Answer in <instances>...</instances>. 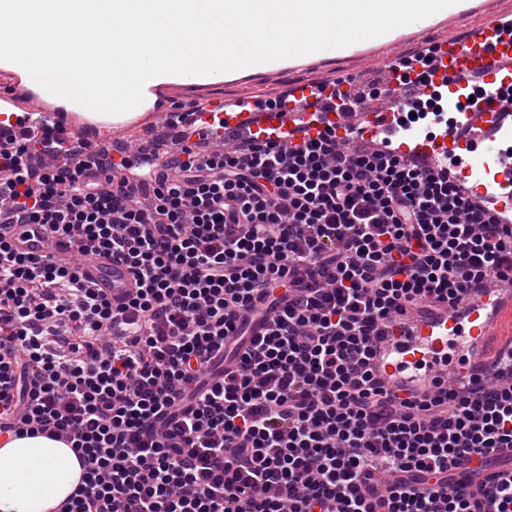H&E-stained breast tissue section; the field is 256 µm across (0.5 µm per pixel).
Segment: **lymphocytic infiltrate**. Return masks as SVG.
I'll return each instance as SVG.
<instances>
[{
    "label": "lymphocytic infiltrate",
    "mask_w": 512,
    "mask_h": 512,
    "mask_svg": "<svg viewBox=\"0 0 512 512\" xmlns=\"http://www.w3.org/2000/svg\"><path fill=\"white\" fill-rule=\"evenodd\" d=\"M434 55L400 82L424 88L404 112L440 124ZM111 152L44 128L0 151V421L21 411L16 436L77 455L54 512H512V345L468 391L377 365L396 319L512 281L493 208L332 129ZM16 224L43 227L44 254L13 247ZM89 248L132 270L125 301L82 278ZM259 301L266 329L240 343ZM226 349L237 367L214 379Z\"/></svg>",
    "instance_id": "1"
}]
</instances>
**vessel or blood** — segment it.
Listing matches in <instances>:
<instances>
[{"label": "vessel or blood", "mask_w": 512, "mask_h": 512, "mask_svg": "<svg viewBox=\"0 0 512 512\" xmlns=\"http://www.w3.org/2000/svg\"><path fill=\"white\" fill-rule=\"evenodd\" d=\"M479 16L473 26H464L468 15ZM462 26L460 36L443 42L434 61L435 81H447L448 100L456 102L467 85L482 88V95L467 108V121L453 131L447 141L430 142L413 129L401 128L396 115L401 105L397 61L384 67L376 97L366 100L351 112H332L328 106L333 95L355 93L369 72L373 58L392 51L403 40L413 41L418 49L428 47L427 33L436 27ZM512 27V12L498 10L495 0H457L451 5L412 25L398 27L379 36L373 44L353 43L341 53L359 61L357 71L337 79L322 75V52L255 64L242 69L209 75L163 74L149 79L143 101L122 114H102L74 101L49 93L21 65L0 60V148L10 146L15 135L30 126L44 127L61 139L91 147L123 142L132 131L150 135L168 125L175 116L206 127L213 113L226 118L229 129L258 134L267 141L268 130L287 135L292 143L304 135H316L319 124L313 113L326 111L337 126L340 141L373 146L387 144L402 158L420 160L437 168L453 165L458 181L472 193L493 204L512 224V163L501 148V136L512 134V99L499 96L498 89L512 85V38L505 34ZM315 70V77L286 87L277 97V105L262 110L254 98L243 96L228 100L215 91L216 86L249 82L261 76L266 82L278 80L287 69ZM13 242L21 251L34 255L43 250V236L38 225L16 227ZM83 273L105 288L113 298L123 297L133 286V276L117 260L94 251L81 255ZM490 294H482L465 303L456 313L439 311L415 322L413 333L391 327L390 356L384 365L386 375L397 376L418 371L421 362L447 364L460 382L479 374L478 366L460 367L466 351L489 342L494 319L487 314Z\"/></svg>", "instance_id": "b4317fda"}]
</instances>
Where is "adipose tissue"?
I'll return each instance as SVG.
<instances>
[{
	"instance_id": "1",
	"label": "adipose tissue",
	"mask_w": 512,
	"mask_h": 512,
	"mask_svg": "<svg viewBox=\"0 0 512 512\" xmlns=\"http://www.w3.org/2000/svg\"><path fill=\"white\" fill-rule=\"evenodd\" d=\"M81 477L66 444L43 436L13 439L0 446V512H52Z\"/></svg>"
}]
</instances>
